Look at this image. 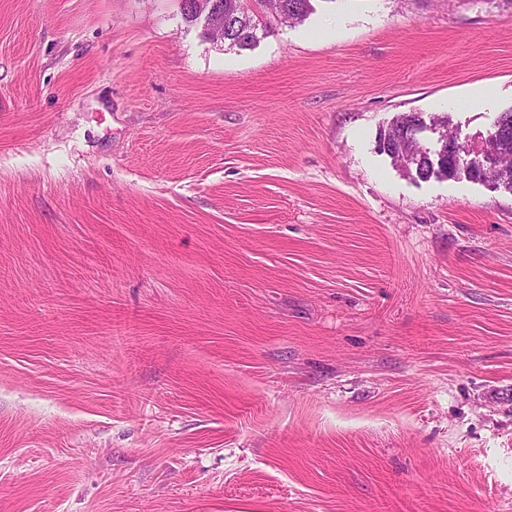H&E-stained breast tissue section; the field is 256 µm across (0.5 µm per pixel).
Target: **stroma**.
<instances>
[{
  "label": "stroma",
  "mask_w": 512,
  "mask_h": 512,
  "mask_svg": "<svg viewBox=\"0 0 512 512\" xmlns=\"http://www.w3.org/2000/svg\"><path fill=\"white\" fill-rule=\"evenodd\" d=\"M0 0V512H512V192L377 147L512 109V0ZM223 0H187L181 1V6L189 12L195 20V24L203 31L209 32L212 27L224 23V44L238 50L251 49L259 41L257 32L251 28L253 15L247 8L242 11L237 8V3L228 4ZM251 31L245 33L246 30ZM251 29V30H250ZM277 17L285 23H300L312 11L311 0H274ZM425 119L419 113H404L395 119L388 129L380 130L378 135V147L380 151L388 154L395 164L403 167L402 157L397 150V138H402L406 131L425 124ZM394 144L395 149L391 150L390 145ZM404 168V167H403ZM407 150L411 152L415 157V163L411 169V173H415V175L422 179L430 178L431 176L441 177L444 176L448 178V171H443L441 174L439 172L433 173V168L431 166V162L426 158L425 151L419 143L410 142L407 145Z\"/></svg>",
  "instance_id": "1"
}]
</instances>
